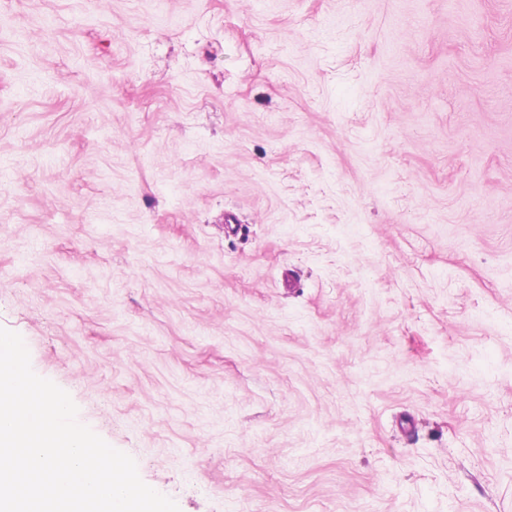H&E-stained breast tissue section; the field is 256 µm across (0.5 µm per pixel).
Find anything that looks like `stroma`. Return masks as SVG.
<instances>
[{"instance_id":"35a3bbf8","label":"stroma","mask_w":512,"mask_h":512,"mask_svg":"<svg viewBox=\"0 0 512 512\" xmlns=\"http://www.w3.org/2000/svg\"><path fill=\"white\" fill-rule=\"evenodd\" d=\"M0 327L180 512H512V0H0Z\"/></svg>"}]
</instances>
